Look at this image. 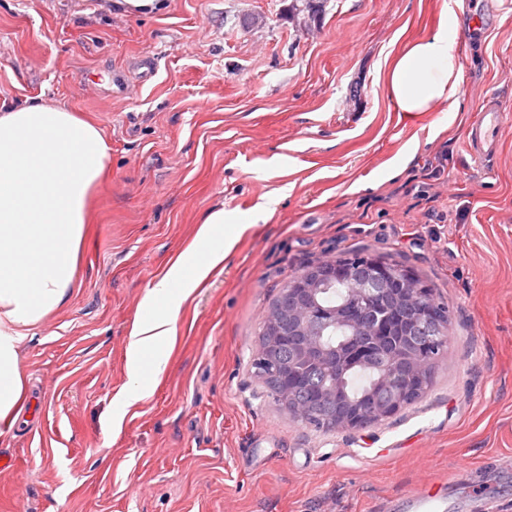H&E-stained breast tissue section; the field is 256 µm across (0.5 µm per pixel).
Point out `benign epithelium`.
<instances>
[{"instance_id": "obj_1", "label": "benign epithelium", "mask_w": 512, "mask_h": 512, "mask_svg": "<svg viewBox=\"0 0 512 512\" xmlns=\"http://www.w3.org/2000/svg\"><path fill=\"white\" fill-rule=\"evenodd\" d=\"M335 279L348 280L349 298L323 308L317 295ZM254 367L283 409L296 421L320 422L330 431L355 430L396 414L423 396L448 341V320L415 277L375 257L355 270L339 261L310 266L284 289L265 315ZM329 326L346 340L323 341ZM332 365L375 367L378 379L361 400L341 382L315 385L312 374Z\"/></svg>"}]
</instances>
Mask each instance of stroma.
<instances>
[{"label": "stroma", "mask_w": 512, "mask_h": 512, "mask_svg": "<svg viewBox=\"0 0 512 512\" xmlns=\"http://www.w3.org/2000/svg\"><path fill=\"white\" fill-rule=\"evenodd\" d=\"M101 2L0 0V101L62 103L111 146L79 286L21 351L38 412L0 426V512H378L439 476L442 512H512V0H327L309 31L289 0ZM444 16L461 31L459 112L397 111L379 74ZM487 91L507 117L485 166L465 134ZM214 207L234 245L113 432L141 299ZM360 249L433 287L450 339L422 398L318 430L252 359L283 286ZM109 1L112 6H103L107 9L120 10L125 14L146 15L160 13L166 8V0H105Z\"/></svg>", "instance_id": "35a3bbf8"}]
</instances>
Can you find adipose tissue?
<instances>
[{
	"label": "adipose tissue",
	"instance_id": "adipose-tissue-1",
	"mask_svg": "<svg viewBox=\"0 0 512 512\" xmlns=\"http://www.w3.org/2000/svg\"><path fill=\"white\" fill-rule=\"evenodd\" d=\"M383 79L397 111L456 112L462 66L455 26L441 23L407 43ZM109 156L98 126L61 104L0 105V424L24 400L23 343L78 284L90 194ZM224 220L223 208L209 210L191 244L147 288L127 339L123 406L149 398L166 371L183 303L229 250Z\"/></svg>",
	"mask_w": 512,
	"mask_h": 512
}]
</instances>
